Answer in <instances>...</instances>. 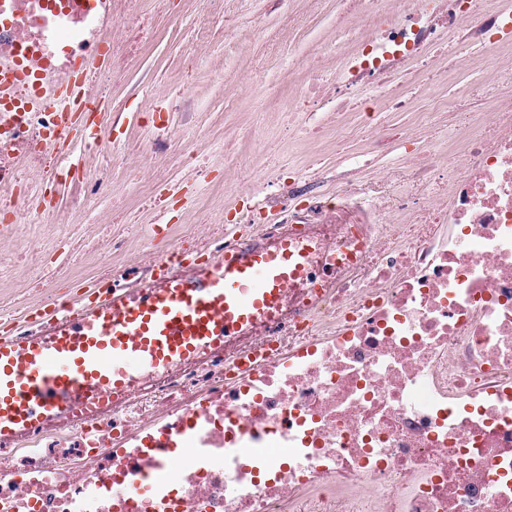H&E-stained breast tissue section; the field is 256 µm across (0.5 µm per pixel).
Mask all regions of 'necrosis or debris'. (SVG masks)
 Returning a JSON list of instances; mask_svg holds the SVG:
<instances>
[{
    "mask_svg": "<svg viewBox=\"0 0 512 512\" xmlns=\"http://www.w3.org/2000/svg\"><path fill=\"white\" fill-rule=\"evenodd\" d=\"M346 19L350 52L333 83L311 71L284 114L289 133L319 134L312 113L342 111L354 90H379L392 112L449 110L412 101L405 83L431 51L461 37L490 45L486 66L506 95L452 114V142L431 151L420 121L381 127L368 156L401 146L428 192L393 195L377 178L359 188L326 169L281 177L240 164L254 187L225 177L233 223L198 207L168 225L165 253L141 251L113 227L81 267L46 236L74 215L100 224L110 173L125 166L155 187L179 156L187 180L212 166L195 130L189 87L147 94L152 164L102 131L122 113L109 99L157 30L139 0H0V223L43 217L29 243L0 240V327L40 336L60 286L81 280L104 295L152 283L157 269L191 274L219 251L300 239L329 278L289 284L276 317L219 350L139 377L132 388L31 433L0 439V512H512V0H363ZM178 111L171 126L163 113ZM73 193L60 208L48 187ZM270 350L248 370L241 353ZM172 473L149 488L162 468Z\"/></svg>",
    "mask_w": 512,
    "mask_h": 512,
    "instance_id": "obj_1",
    "label": "necrosis or debris"
}]
</instances>
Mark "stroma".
Listing matches in <instances>:
<instances>
[{
  "label": "stroma",
  "instance_id": "stroma-1",
  "mask_svg": "<svg viewBox=\"0 0 512 512\" xmlns=\"http://www.w3.org/2000/svg\"><path fill=\"white\" fill-rule=\"evenodd\" d=\"M142 8L156 25L157 40L143 54L140 72L126 86L112 90V101L122 107L120 124L111 136L120 141L147 145L152 116L140 111L132 90L143 83L159 89H178L184 77H191L195 95V119L198 129L213 149V175L224 180V143L234 141L236 154L249 158L268 153L287 160L284 176L294 167H303L308 157L323 162L325 168L343 176L348 172L346 157L358 149L350 143L337 146L335 139L308 147L302 142H285L276 124L295 91L306 81L303 61L329 57L333 63L324 73L334 77L337 63L346 57L348 38L343 29L340 0H300L288 13H271L266 0H218L214 6L216 32L208 54L193 57L197 28L195 14L187 0H143ZM232 27L238 38L247 40L250 50L240 54L225 37ZM446 72L421 76L408 89L412 98L445 95L454 100L458 111L475 112L490 106L501 88L479 66L484 54L481 46L463 41L449 45ZM221 62L222 74H215L213 62ZM265 66L267 93L243 90L241 81L255 63ZM350 120L361 129L382 123L410 121L411 113L389 112L373 95L359 93L349 112Z\"/></svg>",
  "mask_w": 512,
  "mask_h": 512
}]
</instances>
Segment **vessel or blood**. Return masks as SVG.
<instances>
[{
  "mask_svg": "<svg viewBox=\"0 0 512 512\" xmlns=\"http://www.w3.org/2000/svg\"><path fill=\"white\" fill-rule=\"evenodd\" d=\"M309 273L285 242L203 261L192 278L112 292L45 336H0V437L129 389L138 370H161L230 343L279 306L285 284Z\"/></svg>",
  "mask_w": 512,
  "mask_h": 512,
  "instance_id": "obj_1",
  "label": "vessel or blood"
}]
</instances>
